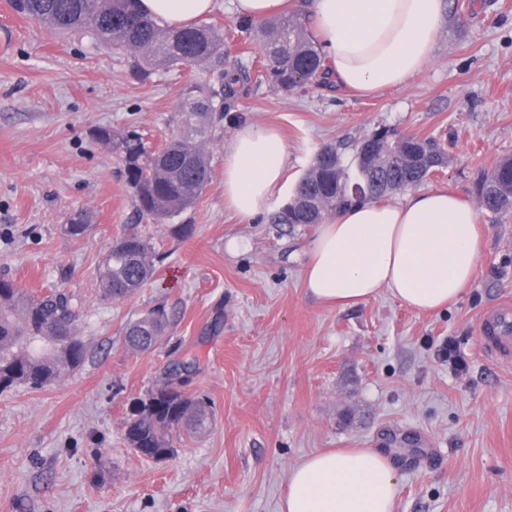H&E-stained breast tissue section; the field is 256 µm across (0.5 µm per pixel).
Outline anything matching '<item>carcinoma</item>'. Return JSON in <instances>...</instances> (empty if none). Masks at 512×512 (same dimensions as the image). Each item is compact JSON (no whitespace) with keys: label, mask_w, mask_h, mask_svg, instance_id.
<instances>
[{"label":"carcinoma","mask_w":512,"mask_h":512,"mask_svg":"<svg viewBox=\"0 0 512 512\" xmlns=\"http://www.w3.org/2000/svg\"><path fill=\"white\" fill-rule=\"evenodd\" d=\"M14 10L49 24L53 33L81 35L97 49L131 59L132 66L149 76L160 71L201 67L206 77L190 82L181 99L168 139L151 147L135 131L97 130L98 140L109 145L124 165L133 206L140 219L165 227L184 239L194 225L175 220L193 207L211 180V161L203 145L215 131L216 121L234 111V101L248 79V67H224V31L202 24L168 28L141 14L135 0H12ZM241 32L256 41L270 81L291 91L309 84L328 85L329 68L321 47L294 16L258 24L242 20ZM385 140L401 149L399 161L366 158L357 145L354 169L347 168L336 148L321 149L297 181L288 202L272 217L274 224H323L357 199L380 200L413 188L446 164L449 153L435 138L402 136L380 127L366 137ZM481 207L495 217L512 214V158L499 161L477 186ZM92 215L75 213L63 226L69 237L87 234ZM150 224V225H152ZM150 225L125 224L112 241L97 270L99 296L107 303L126 299L155 276L162 255L151 243ZM81 297L67 288L32 295L0 275V393L16 387L43 389L57 382L64 371L80 368L88 346L76 331ZM168 317L154 307L126 323L128 348L151 350L163 341ZM179 364L168 379L137 398L125 421L124 441L136 454L167 459L174 454L171 432L191 436L212 425L209 403L181 395L171 388Z\"/></svg>","instance_id":"obj_1"}]
</instances>
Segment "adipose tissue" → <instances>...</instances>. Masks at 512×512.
<instances>
[{"instance_id": "obj_1", "label": "adipose tissue", "mask_w": 512, "mask_h": 512, "mask_svg": "<svg viewBox=\"0 0 512 512\" xmlns=\"http://www.w3.org/2000/svg\"><path fill=\"white\" fill-rule=\"evenodd\" d=\"M446 0H232L237 17L260 22L308 10L337 87L373 95L406 83L432 57ZM215 0H140L160 25L181 28L211 14ZM288 148L276 130L245 123L224 154V202L243 218L262 214L282 180ZM480 215L454 188L356 200L320 225L304 266L318 302L363 304L380 293L420 311L458 299L480 255ZM397 477L374 448L308 456L288 474L279 512H393Z\"/></svg>"}]
</instances>
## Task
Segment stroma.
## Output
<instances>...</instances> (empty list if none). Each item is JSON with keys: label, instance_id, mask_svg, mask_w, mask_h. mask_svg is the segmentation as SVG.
<instances>
[{"label": "stroma", "instance_id": "1", "mask_svg": "<svg viewBox=\"0 0 512 512\" xmlns=\"http://www.w3.org/2000/svg\"><path fill=\"white\" fill-rule=\"evenodd\" d=\"M433 56L403 86L364 98L311 86L282 91L253 66L246 95L207 145L212 178L179 218L187 239L156 233L154 282L120 302L95 273L134 217L116 154L92 135L106 126L162 143L190 79L143 76L127 58L55 37L0 0V273L39 294L83 301L84 365L44 389L0 394V512H279L288 473L333 448H378L394 462V512H512V366L485 358L476 324L512 296V215L481 213L476 274L460 300L418 312L381 293L355 307L310 297L303 269L317 228L271 223L316 152L351 161L375 128L434 136L452 153L425 188L475 195L512 157V0H447ZM206 23L224 29V65L259 56L220 0ZM242 123L275 127L288 146L269 210L246 221L224 204V153ZM81 238L61 227L78 210ZM164 306L167 341L124 343L125 324ZM454 337L457 375L435 354ZM186 361L185 395L209 400L200 437L177 435L163 461L123 440L130 403Z\"/></svg>", "mask_w": 512, "mask_h": 512}]
</instances>
